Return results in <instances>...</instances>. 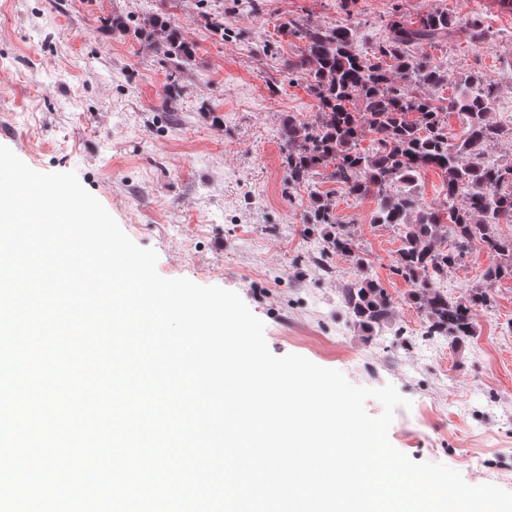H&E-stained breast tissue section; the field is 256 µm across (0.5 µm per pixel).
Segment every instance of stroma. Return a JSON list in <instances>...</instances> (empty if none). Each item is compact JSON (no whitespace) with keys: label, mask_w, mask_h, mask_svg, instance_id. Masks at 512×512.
<instances>
[{"label":"stroma","mask_w":512,"mask_h":512,"mask_svg":"<svg viewBox=\"0 0 512 512\" xmlns=\"http://www.w3.org/2000/svg\"><path fill=\"white\" fill-rule=\"evenodd\" d=\"M0 0V145L40 172H75L165 278L240 295L277 356L302 355L356 386L391 384V444L443 463L472 485L512 491V279L475 315L476 334L428 338L426 317L391 266L396 228L372 221V197L346 196L315 176L285 193L282 129L317 101L289 73L304 43L284 22L359 23V40L386 37L396 17L438 8L462 28L426 47L446 73L438 95L479 72L497 92L492 120L512 129V10L498 0ZM224 20V30L208 16ZM188 45L176 65L158 52L170 33ZM330 195L354 226L369 274L392 296L389 325L364 330L341 302L355 278L341 255L321 259L322 231H303L314 195ZM492 258L468 254L440 287L464 296Z\"/></svg>","instance_id":"stroma-1"}]
</instances>
